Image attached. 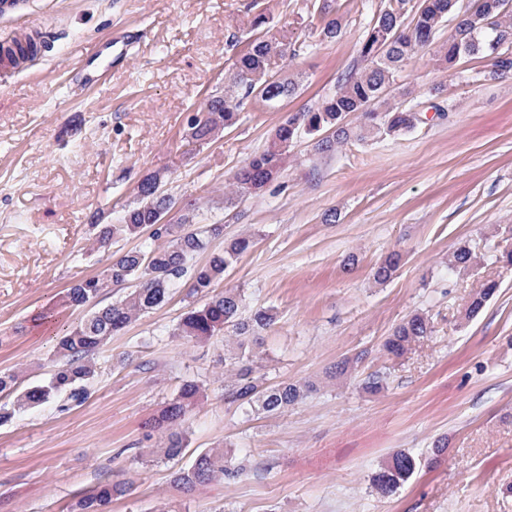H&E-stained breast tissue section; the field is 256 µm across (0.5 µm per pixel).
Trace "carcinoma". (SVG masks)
Masks as SVG:
<instances>
[{"label":"carcinoma","mask_w":512,"mask_h":512,"mask_svg":"<svg viewBox=\"0 0 512 512\" xmlns=\"http://www.w3.org/2000/svg\"><path fill=\"white\" fill-rule=\"evenodd\" d=\"M413 12L410 23L405 14ZM452 25L448 41L435 43L436 33L445 24ZM343 17L326 0L320 8L319 35L332 41L341 36ZM433 47L432 61L438 67L450 68L464 57H477L487 62L484 77L490 80L512 78V58L493 55L512 51V0H387L373 19L360 43V68H353L338 80L337 90L318 104L298 112L283 121L274 131L268 145L252 154L233 176L232 194L225 202L246 197L276 180L287 158L288 149L302 137L312 141L319 155H329L353 139L369 136L398 137L414 130L421 122L420 113L400 103H393L388 89L395 84L397 73L419 51ZM286 44L264 36L251 40L248 48L236 56L224 91L213 95L201 110V116L188 123L189 135L196 141H208L216 133L231 128L245 102L259 99L271 102L291 95L295 82L278 78L272 73V62L285 56ZM352 112L365 118L354 129L346 123ZM175 205L174 197L165 189L163 176H145L137 186V202L125 210L117 224H104L96 243L107 248L118 239L137 236L151 230L150 238H168L164 246L132 248L115 257L96 275L85 277L67 289L63 305L82 309L114 286L129 284L131 289L121 300L93 309L73 329L61 336L49 377L36 384L20 388L15 374H0V393L15 394L9 404L0 405V425L10 422L17 413L38 407L57 398L63 407L81 405L88 396L87 384L95 373L94 355L112 336L120 333L141 316L167 303L174 283L190 276L191 296L202 295L207 301L191 307L175 325L172 335L197 340L219 336L230 328L242 350L235 365V379L226 392L231 403L245 406L255 414L274 415L298 404L316 390V383H281L274 387L262 385L256 376L260 357L247 350L257 342L259 334L270 328L276 314L269 308L245 312L244 293L239 288H226L214 294L215 283L224 279L226 270L253 245L254 240L242 236L232 240L222 252H213L201 265L193 259L208 249L213 239L223 236L224 225L208 224L194 227V216H185L179 224L156 225L158 216ZM401 255L388 254L372 272L377 283L389 281L398 269ZM475 263L473 251L466 245L457 248L450 266L467 270ZM498 289V283L487 280L475 292L465 311L470 319L479 314ZM432 334L428 316L415 313L399 323L383 344V350L394 357L403 355L409 347ZM202 385L190 381L181 387L178 397L163 410L158 427L163 429L155 454L164 460L179 457L186 446L183 424L191 405L199 398ZM415 458L400 450L392 454L373 477L378 494L389 496L415 472ZM243 468L224 455V449L212 448L195 459L188 467L177 471L173 482L190 490L221 476L234 481ZM125 482H105L92 492L79 497L72 512H107L112 498L127 493Z\"/></svg>","instance_id":"carcinoma-1"}]
</instances>
